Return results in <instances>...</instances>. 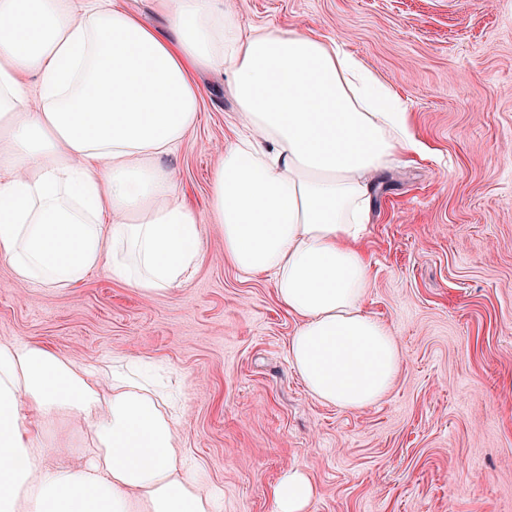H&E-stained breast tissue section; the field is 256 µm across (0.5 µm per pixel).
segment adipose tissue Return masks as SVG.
I'll return each mask as SVG.
<instances>
[{
    "label": "adipose tissue",
    "instance_id": "adipose-tissue-1",
    "mask_svg": "<svg viewBox=\"0 0 512 512\" xmlns=\"http://www.w3.org/2000/svg\"><path fill=\"white\" fill-rule=\"evenodd\" d=\"M0 0V262L74 288L101 267L146 295L187 282L217 225L242 275L271 276L299 320L288 359L316 400L356 411L392 388L395 336L366 311L361 243L373 180L421 146L393 88L336 39L243 22L231 0ZM221 69L241 127L207 210L162 164L199 121L200 71ZM84 430L78 467L42 433ZM169 396L136 361L109 377L35 342L0 343V512H219L182 450ZM309 512L300 469L270 489Z\"/></svg>",
    "mask_w": 512,
    "mask_h": 512
}]
</instances>
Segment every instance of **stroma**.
I'll list each match as a JSON object with an SVG mask.
<instances>
[{
	"label": "stroma",
	"mask_w": 512,
	"mask_h": 512,
	"mask_svg": "<svg viewBox=\"0 0 512 512\" xmlns=\"http://www.w3.org/2000/svg\"><path fill=\"white\" fill-rule=\"evenodd\" d=\"M235 4L334 37L410 114L422 152L377 180L363 239L365 308L402 351L390 393L354 412L312 398L288 361L297 319L271 277L225 261L214 224L191 279L162 295L104 268L32 288L0 263V342L161 365L185 409L181 446L222 512H276L269 488L291 467L315 486L310 512H512V0ZM197 79L200 121L163 165L202 209L235 105L224 73Z\"/></svg>",
	"instance_id": "stroma-1"
}]
</instances>
